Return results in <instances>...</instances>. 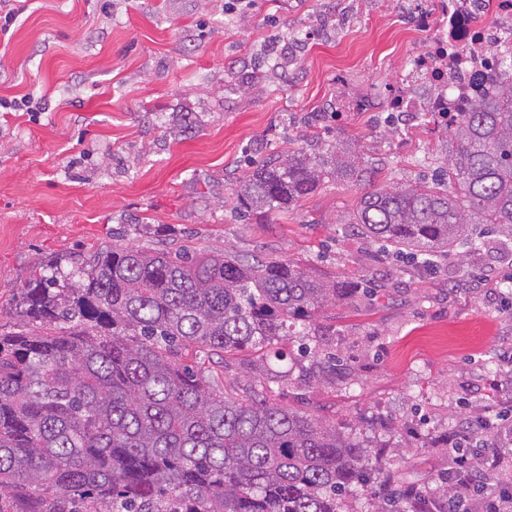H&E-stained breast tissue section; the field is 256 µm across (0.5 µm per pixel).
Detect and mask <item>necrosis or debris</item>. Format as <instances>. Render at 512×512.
Segmentation results:
<instances>
[{
    "label": "necrosis or debris",
    "instance_id": "obj_1",
    "mask_svg": "<svg viewBox=\"0 0 512 512\" xmlns=\"http://www.w3.org/2000/svg\"><path fill=\"white\" fill-rule=\"evenodd\" d=\"M423 49L414 52L395 85L382 93L337 99V110L386 113L407 130L428 120L437 130L456 121L460 103L489 95L504 77L498 66L512 33V0H409Z\"/></svg>",
    "mask_w": 512,
    "mask_h": 512
}]
</instances>
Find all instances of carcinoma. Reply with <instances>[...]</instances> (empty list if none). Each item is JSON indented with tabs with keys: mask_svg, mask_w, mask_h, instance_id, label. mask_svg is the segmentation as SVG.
Listing matches in <instances>:
<instances>
[{
	"mask_svg": "<svg viewBox=\"0 0 512 512\" xmlns=\"http://www.w3.org/2000/svg\"><path fill=\"white\" fill-rule=\"evenodd\" d=\"M431 181L375 185L343 146L292 150L233 189L246 213L284 211L330 177L371 185L353 223L416 265H439L478 227L512 229V79L447 128ZM356 289L231 250L112 245L68 287L34 273L0 333V512H343L369 481L362 444L336 425L221 390L179 359L308 335ZM418 493L383 492L394 512Z\"/></svg>",
	"mask_w": 512,
	"mask_h": 512,
	"instance_id": "cac0c4a2",
	"label": "carcinoma"
}]
</instances>
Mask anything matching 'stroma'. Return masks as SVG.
<instances>
[{"label": "stroma", "instance_id": "stroma-1", "mask_svg": "<svg viewBox=\"0 0 512 512\" xmlns=\"http://www.w3.org/2000/svg\"><path fill=\"white\" fill-rule=\"evenodd\" d=\"M345 0H27L0 33V97L33 95L39 112H0V329L32 273L69 283L76 257L112 244L196 253L229 248L351 281L352 300L326 307L312 337L227 358L197 349L185 364L239 390L336 424L365 447L376 475L419 490L447 478L444 441L459 414L512 409V237L485 234L460 266L396 260L348 227L363 193L326 179L288 210L235 208L255 162L343 145L378 182L428 180L446 161L431 126L395 134L369 112H336L338 86L393 84L424 41L401 0H360L339 33L323 31ZM293 66L252 71L290 36ZM318 141H311V131ZM380 287L383 297L368 289ZM336 372L313 373L302 345ZM283 351L276 360L274 351Z\"/></svg>", "mask_w": 512, "mask_h": 512}]
</instances>
